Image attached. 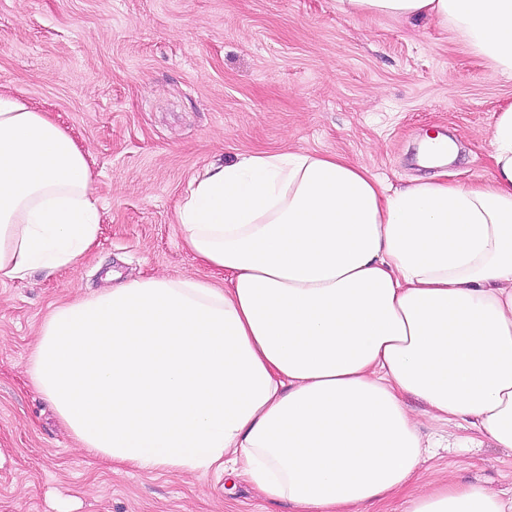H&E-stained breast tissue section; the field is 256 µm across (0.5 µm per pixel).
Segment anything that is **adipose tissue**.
I'll return each mask as SVG.
<instances>
[{
  "label": "adipose tissue",
  "mask_w": 512,
  "mask_h": 512,
  "mask_svg": "<svg viewBox=\"0 0 512 512\" xmlns=\"http://www.w3.org/2000/svg\"><path fill=\"white\" fill-rule=\"evenodd\" d=\"M338 13L453 25L512 79V0H336ZM493 175L392 189L337 154L219 160L176 210L218 288L132 279L54 309L28 373L92 457L243 472L294 512H371L419 480L407 405L512 450V100ZM89 153L0 90V280L74 265L95 243ZM405 512H512L480 485Z\"/></svg>",
  "instance_id": "obj_1"
}]
</instances>
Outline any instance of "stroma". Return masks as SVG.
<instances>
[{"mask_svg": "<svg viewBox=\"0 0 512 512\" xmlns=\"http://www.w3.org/2000/svg\"><path fill=\"white\" fill-rule=\"evenodd\" d=\"M0 85L91 151L95 245L76 266L0 282V512H270L245 477L146 472L87 455L27 367L55 307L123 279L188 275L225 288L186 246L175 212L211 161L338 153L392 188L477 183L512 80L455 28L345 17L335 0H0ZM445 165L416 164L428 133ZM423 488L512 496V452L439 448Z\"/></svg>", "mask_w": 512, "mask_h": 512, "instance_id": "obj_1", "label": "stroma"}]
</instances>
